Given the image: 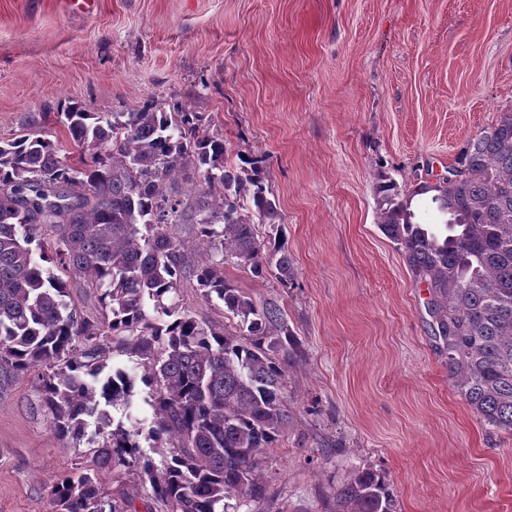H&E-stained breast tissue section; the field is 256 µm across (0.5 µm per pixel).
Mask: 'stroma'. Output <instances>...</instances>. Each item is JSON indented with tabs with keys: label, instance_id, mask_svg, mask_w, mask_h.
<instances>
[{
	"label": "stroma",
	"instance_id": "35a3bbf8",
	"mask_svg": "<svg viewBox=\"0 0 512 512\" xmlns=\"http://www.w3.org/2000/svg\"><path fill=\"white\" fill-rule=\"evenodd\" d=\"M184 105L264 158L295 277L226 266L294 332L290 421L250 512H336L354 475L384 476L397 512H512V434L459 396L429 293L377 224L378 173L436 183L512 110V0H0V139L79 102ZM179 309L223 329L185 278ZM93 447L58 438L29 373L0 389V512H53V479ZM137 512L148 480L100 470Z\"/></svg>",
	"mask_w": 512,
	"mask_h": 512
}]
</instances>
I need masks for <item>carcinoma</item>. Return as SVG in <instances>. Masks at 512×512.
I'll return each mask as SVG.
<instances>
[{
	"label": "carcinoma",
	"instance_id": "carcinoma-1",
	"mask_svg": "<svg viewBox=\"0 0 512 512\" xmlns=\"http://www.w3.org/2000/svg\"><path fill=\"white\" fill-rule=\"evenodd\" d=\"M57 116L72 162L33 118L0 140V388L39 372L55 434L95 445L91 464L51 485L55 512H129L102 487L104 467L140 472L169 512H239L261 493L262 457L289 419L293 331L279 305L224 277L234 263L294 278L287 240L256 233L282 223L267 168L251 155L230 163L224 131L181 106L109 113L74 103ZM428 193L450 215L443 237L412 222V199ZM376 198L381 231L429 291L457 392L490 428L512 433V111L468 139L448 177L402 188L379 174ZM184 224L201 252L185 248ZM56 268L83 279L111 320L77 314ZM187 274L206 302L223 304L230 327L167 304ZM111 346L140 359L141 377L108 370ZM138 381L154 393L145 440L170 449L161 469L130 411ZM336 512H395L385 478H351Z\"/></svg>",
	"mask_w": 512,
	"mask_h": 512
}]
</instances>
